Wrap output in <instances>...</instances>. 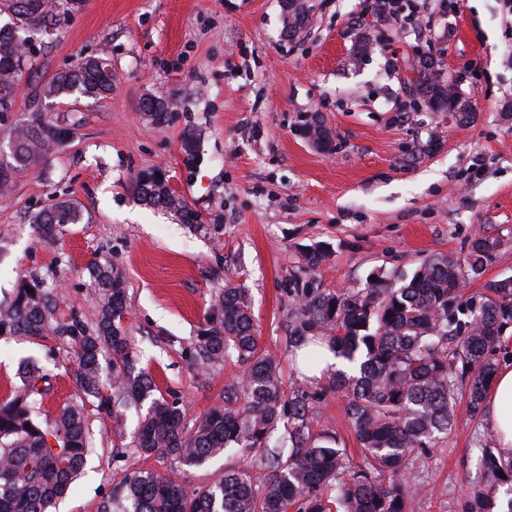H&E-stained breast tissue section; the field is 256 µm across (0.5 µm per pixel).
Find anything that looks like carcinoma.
Masks as SVG:
<instances>
[{"label": "carcinoma", "mask_w": 512, "mask_h": 512, "mask_svg": "<svg viewBox=\"0 0 512 512\" xmlns=\"http://www.w3.org/2000/svg\"><path fill=\"white\" fill-rule=\"evenodd\" d=\"M2 13L18 26L44 30L58 17L54 0H0ZM23 65V54L0 35L1 112L13 106ZM419 72L411 84L415 95L448 109L456 98L452 84L438 80L431 62L420 64ZM113 83L111 63L89 56L56 74L47 92L97 99L109 94ZM143 111L156 124L168 119V104L159 99H144ZM67 137L66 128L31 112L10 134L11 161L0 160V190L17 171L41 165ZM133 191L139 202L178 213L197 232H221L219 224L201 223L157 169L138 173ZM81 219L73 202L51 205L34 217L38 241L54 240L61 228ZM497 248V240L476 235L464 258L431 257L409 279L378 277L365 288L303 290L289 342L299 346L322 331L336 356L360 360L358 373L338 371L334 377L347 399L360 463L334 446L331 433H312L319 394L297 381L284 387L279 361L260 348L246 291L235 283L224 284L221 303L206 318L195 349L208 367L239 362L243 377L225 386L224 405L192 421L178 402L159 393L148 374L136 371L119 270L99 262L88 267L98 307L92 329L77 317L57 319L45 282L19 284L0 308V335L35 343L53 335L66 340L78 369L74 396L52 415L42 413L34 398L38 381L45 379L37 370L0 402V512H52L73 488L96 451L87 406L112 411L119 425L121 409L146 401L132 440L138 453L166 457L176 467L200 468L232 453L245 456V463L225 468L223 478L191 493L165 474L130 471L97 512H413L414 499L428 493L426 484H410L415 470L430 449L448 439L458 399L466 398L472 415L483 412L497 370L492 355L512 325V278L489 281L477 295L460 290V284L481 276ZM106 354L112 356V385L104 392L100 357ZM477 466L483 483L473 490L467 512H491L484 504L493 503L500 488L512 492V456L484 448ZM266 470V477L258 476Z\"/></svg>", "instance_id": "obj_1"}]
</instances>
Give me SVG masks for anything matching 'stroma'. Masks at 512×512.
Wrapping results in <instances>:
<instances>
[{"instance_id": "35a3bbf8", "label": "stroma", "mask_w": 512, "mask_h": 512, "mask_svg": "<svg viewBox=\"0 0 512 512\" xmlns=\"http://www.w3.org/2000/svg\"><path fill=\"white\" fill-rule=\"evenodd\" d=\"M377 0H58L60 22L29 36V57L10 111L0 112V154L32 105L68 128L65 146L44 165L14 174L0 196V301L17 284L53 281L57 314L95 326L91 262H109L126 281V323L139 367L189 417L223 404L238 363L193 364V344L225 282L246 288L260 343L281 364L284 385L302 381L319 392L313 433L331 432L351 460L359 443L346 400L331 376L302 377L289 331L299 289L366 287L371 276L412 273L433 255L464 256L483 234L499 247L481 277H512V12L503 0H416L432 25L396 15L378 18ZM309 25L287 36L290 9ZM377 40L362 54L363 36ZM433 46L446 68L463 73L461 88L476 118L454 124L444 112L402 109L404 72ZM109 60L111 95L44 96L58 72L84 57ZM169 105L152 123L142 101ZM318 125L333 140L318 149L303 134ZM161 169L171 191L218 236L193 232L177 214L134 197L138 172ZM62 199L78 202L83 221L38 243L33 218ZM328 249L308 269L309 246ZM34 357L49 373L40 394L53 412L75 389V354L65 341L33 344L0 336V400L21 387L19 362ZM139 411L122 427L90 408L97 452L60 512H97L130 470L175 473L187 487L213 483L239 457L172 471L168 460L133 449ZM457 426L416 471L433 492L415 512H465L478 482L476 460L491 437L483 420L456 407Z\"/></svg>"}]
</instances>
